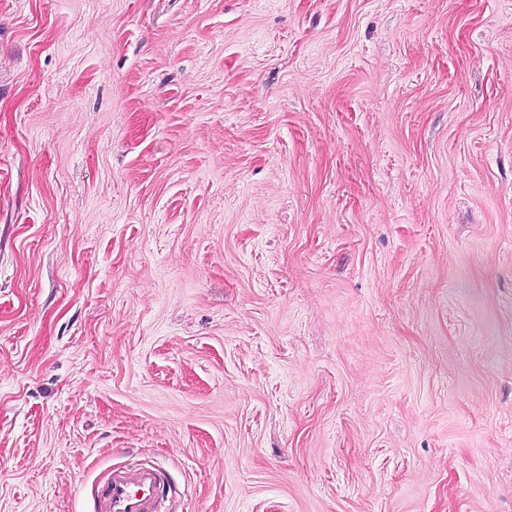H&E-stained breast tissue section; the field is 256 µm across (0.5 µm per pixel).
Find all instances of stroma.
Here are the masks:
<instances>
[{
	"instance_id": "1",
	"label": "stroma",
	"mask_w": 512,
	"mask_h": 512,
	"mask_svg": "<svg viewBox=\"0 0 512 512\" xmlns=\"http://www.w3.org/2000/svg\"><path fill=\"white\" fill-rule=\"evenodd\" d=\"M512 512V0H0V512ZM165 474L153 466L113 468L97 494L96 512L169 511L159 498Z\"/></svg>"
}]
</instances>
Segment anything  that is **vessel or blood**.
<instances>
[{
    "mask_svg": "<svg viewBox=\"0 0 512 512\" xmlns=\"http://www.w3.org/2000/svg\"><path fill=\"white\" fill-rule=\"evenodd\" d=\"M164 473L153 466L113 468L99 489L96 512H164L159 489Z\"/></svg>",
    "mask_w": 512,
    "mask_h": 512,
    "instance_id": "vessel-or-blood-1",
    "label": "vessel or blood"
}]
</instances>
